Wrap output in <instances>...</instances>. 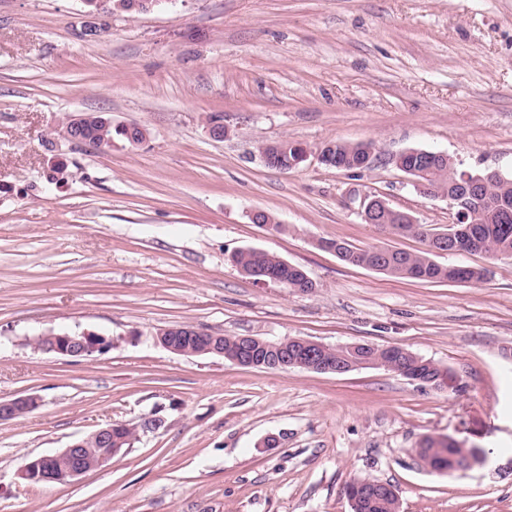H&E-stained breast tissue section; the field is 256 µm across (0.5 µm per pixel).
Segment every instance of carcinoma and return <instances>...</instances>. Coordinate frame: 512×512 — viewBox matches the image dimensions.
<instances>
[{
  "mask_svg": "<svg viewBox=\"0 0 512 512\" xmlns=\"http://www.w3.org/2000/svg\"><path fill=\"white\" fill-rule=\"evenodd\" d=\"M99 114H88L84 128L85 136L91 138L104 149L112 147L114 139L125 140L130 144L140 143L146 139L147 128L133 125L131 129L113 127L98 120ZM360 147L345 142L336 143L337 161L352 169L359 162ZM460 169L450 160L436 159L418 179L430 186L432 195L455 193L458 190L456 181L460 180ZM475 207H480V216L474 224H456L453 229L460 231V237L466 243L465 251L483 252L497 261L512 260V221L503 222L492 214V204H512V177L497 178L483 186L479 199L466 198ZM383 230L399 235H416L424 242H429V230L423 224H401L399 217L389 212L384 215ZM337 257L343 262L366 267L396 279H409L420 282L456 281L465 283L483 282L490 270L440 264L434 260V253L426 248L419 252H408L401 249H386L380 254L376 247L357 248L343 241ZM233 263L248 276L256 279L263 274L276 278L283 287L293 291L307 293L314 288L312 280L299 266H288L287 262L277 255L253 249L241 250L232 256ZM374 351L359 347L355 351H343L332 346L328 347L327 356L331 361L346 360L354 364L371 361ZM397 364L418 372L424 377L435 379L440 374V366L425 359H417L416 355L399 356ZM420 457L430 466L439 470H456L472 455V449L458 442L428 437L420 444ZM355 512H399V504L385 495L369 496L355 505Z\"/></svg>",
  "mask_w": 512,
  "mask_h": 512,
  "instance_id": "carcinoma-1",
  "label": "carcinoma"
}]
</instances>
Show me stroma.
Segmentation results:
<instances>
[{
	"mask_svg": "<svg viewBox=\"0 0 512 512\" xmlns=\"http://www.w3.org/2000/svg\"><path fill=\"white\" fill-rule=\"evenodd\" d=\"M83 0H0V512H352L354 479L393 485L401 512H512V261L480 252L481 284L395 280L318 240L423 249L364 223L363 194L442 229L448 199L392 158L447 154L512 176V0H168L83 35ZM136 122L146 140L68 143L71 115ZM227 131L207 132L210 115ZM51 136L45 147L42 136ZM310 153L268 168L263 144ZM369 143L368 168H329L331 142ZM271 214L270 231L251 216ZM259 248L312 292L260 285L232 261ZM193 325L268 341L399 345L447 367L425 385L382 368L343 375L184 356L156 341ZM92 331L111 350L49 355L44 333ZM164 420L71 485L23 483L29 457L110 422ZM452 436L483 466L431 469ZM39 401L35 396H18L9 400H0V421L11 420L19 415L28 414L38 407ZM19 416L17 418H21ZM15 418V419H17Z\"/></svg>",
	"mask_w": 512,
	"mask_h": 512,
	"instance_id": "35a3bbf8",
	"label": "stroma"
}]
</instances>
